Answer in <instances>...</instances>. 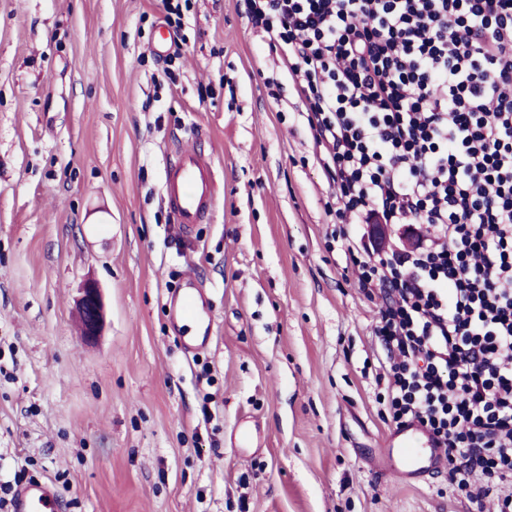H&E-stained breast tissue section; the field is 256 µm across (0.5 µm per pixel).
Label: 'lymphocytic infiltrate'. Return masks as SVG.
Returning a JSON list of instances; mask_svg holds the SVG:
<instances>
[{"label":"lymphocytic infiltrate","mask_w":512,"mask_h":512,"mask_svg":"<svg viewBox=\"0 0 512 512\" xmlns=\"http://www.w3.org/2000/svg\"><path fill=\"white\" fill-rule=\"evenodd\" d=\"M306 106L341 222L425 224L348 245L387 353V412L459 490L512 482V0H247Z\"/></svg>","instance_id":"lymphocytic-infiltrate-1"}]
</instances>
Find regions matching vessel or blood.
<instances>
[{
  "instance_id": "1",
  "label": "vessel or blood",
  "mask_w": 512,
  "mask_h": 512,
  "mask_svg": "<svg viewBox=\"0 0 512 512\" xmlns=\"http://www.w3.org/2000/svg\"><path fill=\"white\" fill-rule=\"evenodd\" d=\"M161 192L174 224L181 234L192 233L196 225L211 216L220 197L214 160L197 149L179 150L167 159ZM170 321L175 330L184 323L199 327L198 336L184 339V348L192 353L206 348L215 333V316L205 288L193 276H185L181 287L167 295ZM385 456L393 473L415 482L432 469L444 465L445 457L434 438L418 424L393 430ZM13 512H60L57 490L33 480L14 491Z\"/></svg>"
}]
</instances>
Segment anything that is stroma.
I'll use <instances>...</instances> for the list:
<instances>
[{
    "mask_svg": "<svg viewBox=\"0 0 512 512\" xmlns=\"http://www.w3.org/2000/svg\"><path fill=\"white\" fill-rule=\"evenodd\" d=\"M164 24L161 0H0V484L51 481L63 512H493L447 469H380L384 295L342 245L370 228L329 212L246 0H190L168 68ZM175 146L222 179L187 238L161 197ZM189 273L217 320L190 357L165 309ZM79 311L84 336H98L103 326V305L100 287L96 282H85L79 299Z\"/></svg>",
    "mask_w": 512,
    "mask_h": 512,
    "instance_id": "35a3bbf8",
    "label": "stroma"
}]
</instances>
